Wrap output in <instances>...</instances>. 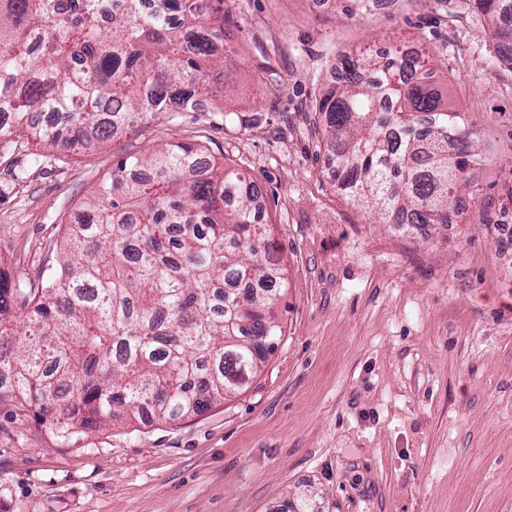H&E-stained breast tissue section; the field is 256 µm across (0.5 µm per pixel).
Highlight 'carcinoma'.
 Returning <instances> with one entry per match:
<instances>
[{
  "instance_id": "carcinoma-1",
  "label": "carcinoma",
  "mask_w": 512,
  "mask_h": 512,
  "mask_svg": "<svg viewBox=\"0 0 512 512\" xmlns=\"http://www.w3.org/2000/svg\"><path fill=\"white\" fill-rule=\"evenodd\" d=\"M224 0H0V149L86 150L139 121L194 112L224 55ZM512 63V0H473ZM318 112L344 197L428 238L448 214L496 224L475 132L429 61L349 57ZM186 144L119 160L83 203L53 274L11 289L28 331L0 327V397L61 438L134 416L200 414L243 390L278 336L282 286L255 185ZM281 512H314L305 493Z\"/></svg>"
}]
</instances>
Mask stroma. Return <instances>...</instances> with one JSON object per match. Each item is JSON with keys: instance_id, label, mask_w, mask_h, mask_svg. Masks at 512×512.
Instances as JSON below:
<instances>
[{"instance_id": "obj_1", "label": "stroma", "mask_w": 512, "mask_h": 512, "mask_svg": "<svg viewBox=\"0 0 512 512\" xmlns=\"http://www.w3.org/2000/svg\"><path fill=\"white\" fill-rule=\"evenodd\" d=\"M426 49L488 158L512 164V68L468 0H224L229 63L196 112L79 153L0 149V270L36 279L119 159L200 148L257 187L284 269L275 349L241 392L174 422L64 440L0 402V512H512V249L495 224L430 241L373 223L336 188L316 108L345 57Z\"/></svg>"}]
</instances>
